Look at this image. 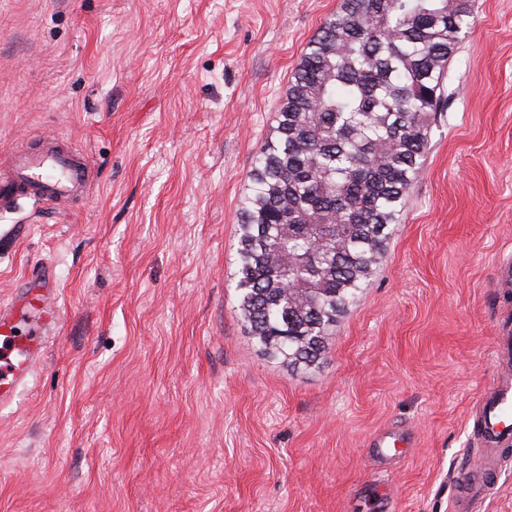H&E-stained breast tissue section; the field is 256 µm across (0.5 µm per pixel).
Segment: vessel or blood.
Listing matches in <instances>:
<instances>
[{"label": "vessel or blood", "mask_w": 512, "mask_h": 512, "mask_svg": "<svg viewBox=\"0 0 512 512\" xmlns=\"http://www.w3.org/2000/svg\"><path fill=\"white\" fill-rule=\"evenodd\" d=\"M90 171L80 151L53 138L39 149L14 148L0 167V196L48 204L85 188ZM59 288L50 268L26 278L10 303L0 306V406L9 403L35 373L49 338L59 329ZM492 359L497 378L480 395L476 417L479 461L454 476V512H470L488 496L500 472L506 448L512 447V315L496 329Z\"/></svg>", "instance_id": "obj_1"}]
</instances>
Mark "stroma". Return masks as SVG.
Segmentation results:
<instances>
[{
  "label": "stroma",
  "mask_w": 512,
  "mask_h": 512,
  "mask_svg": "<svg viewBox=\"0 0 512 512\" xmlns=\"http://www.w3.org/2000/svg\"><path fill=\"white\" fill-rule=\"evenodd\" d=\"M340 0H0V157L70 143L77 197L0 211V303L61 329L0 406V512H451L512 291V0H477L430 152L320 364L259 350L231 280L253 158ZM414 443L375 467L368 441Z\"/></svg>",
  "instance_id": "1"
}]
</instances>
